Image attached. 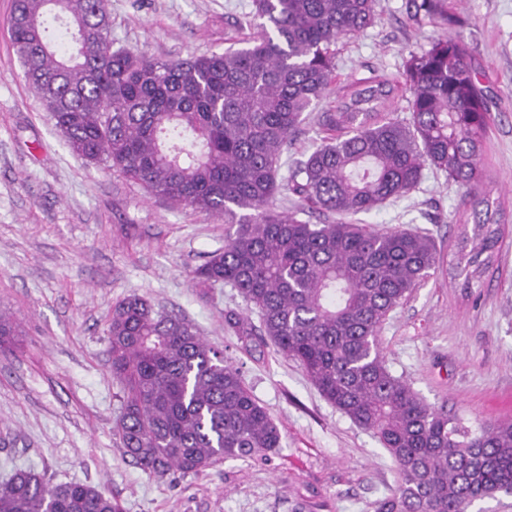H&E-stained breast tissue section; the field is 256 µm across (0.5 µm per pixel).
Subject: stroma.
<instances>
[{"instance_id": "1", "label": "stroma", "mask_w": 512, "mask_h": 512, "mask_svg": "<svg viewBox=\"0 0 512 512\" xmlns=\"http://www.w3.org/2000/svg\"><path fill=\"white\" fill-rule=\"evenodd\" d=\"M455 4L491 113L480 178L460 187L424 168L414 190L356 220L433 237L435 272L390 313L379 344L394 375L475 430L512 423V0ZM12 7L0 0V312L23 333L0 352V481L32 468L53 483L95 486L123 512H374L397 480L389 453L264 336L236 289L205 295L192 280L234 225L73 155L23 78L7 25ZM106 9L115 47L161 59L243 47L260 24L253 0H106ZM378 13L363 35L339 43L336 86L371 75L402 80L410 52L445 33L414 16L411 0H380ZM335 103L328 93L307 113L282 155L280 182L320 144L317 114ZM486 192L500 201L505 235L482 286L467 291L450 265L456 218ZM132 294L223 349L279 426L281 448L164 479L124 455L112 430L120 387L107 325ZM232 315L248 319L250 335L229 326Z\"/></svg>"}]
</instances>
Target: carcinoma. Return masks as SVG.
<instances>
[{
  "label": "carcinoma",
  "instance_id": "obj_1",
  "mask_svg": "<svg viewBox=\"0 0 512 512\" xmlns=\"http://www.w3.org/2000/svg\"><path fill=\"white\" fill-rule=\"evenodd\" d=\"M266 20L247 47L163 60L113 48L105 0H14L7 19L25 80L71 152L104 162L148 192L224 216L237 229L193 271L203 291L236 288L263 331L321 395L378 438L397 483L375 512H468L512 494V424L476 431L423 400L390 371L381 326L438 264L434 241L379 232L354 217L415 188L429 165L459 186L480 173L491 114L448 0H412L450 30L412 52L404 83L371 76L339 89L320 113L327 132L296 161L288 190L336 219L311 224L272 207L291 135L328 93L336 45L376 19L377 0H254ZM65 17L73 49L59 55L46 16ZM408 115L391 117L396 98ZM453 256L462 287L482 286L500 249L499 204L486 194ZM111 373L120 384L113 431L157 477L199 474L220 460L263 457L279 428L224 354L185 319L131 295L112 312ZM20 335L0 314V350ZM0 512H120L99 489L53 484L20 468L0 482Z\"/></svg>",
  "mask_w": 512,
  "mask_h": 512
}]
</instances>
